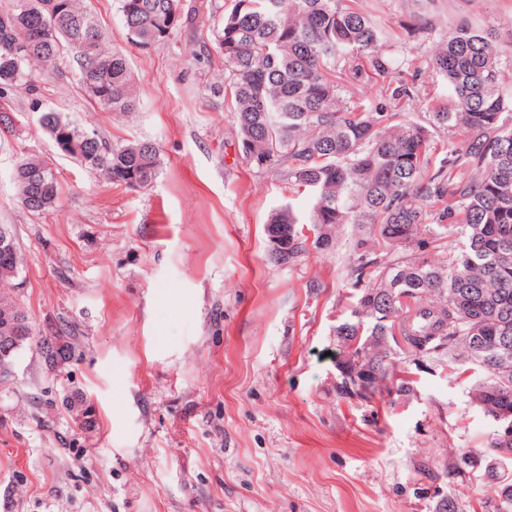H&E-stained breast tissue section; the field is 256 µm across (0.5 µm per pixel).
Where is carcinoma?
I'll return each mask as SVG.
<instances>
[{
	"label": "carcinoma",
	"instance_id": "obj_1",
	"mask_svg": "<svg viewBox=\"0 0 512 512\" xmlns=\"http://www.w3.org/2000/svg\"><path fill=\"white\" fill-rule=\"evenodd\" d=\"M127 40L143 52L196 22L180 0H118ZM358 0H232L214 36L224 59L217 92L235 116L247 156L281 173L311 199L305 219L278 211L288 225L290 264L308 241L327 250L331 227H368L356 239L357 280L345 318L336 325L341 388L405 397L411 381L392 372L388 339L412 350H448V363L469 360L486 377L474 401L498 425L499 453L512 454V59L497 36L457 20L438 35L426 62L447 82L444 100L425 102V121L404 119L422 99L414 82L392 80L397 59ZM70 56L77 80L98 105L133 112L138 95L128 61L105 48L102 30L80 0H13L0 11V124L13 128L12 95L37 83ZM40 126L66 145L92 175L116 187L153 183L157 147L113 145L48 109ZM21 205L52 208L59 185L46 160L17 162ZM313 235H308V232ZM451 238L429 259L428 241ZM491 512H512V481L499 487Z\"/></svg>",
	"mask_w": 512,
	"mask_h": 512
}]
</instances>
